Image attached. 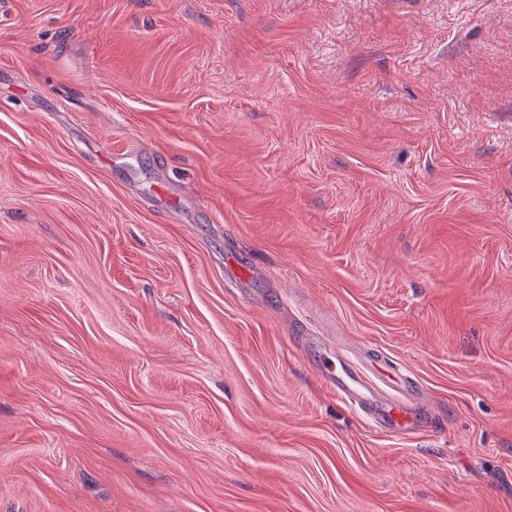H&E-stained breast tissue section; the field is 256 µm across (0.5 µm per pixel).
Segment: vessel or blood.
Listing matches in <instances>:
<instances>
[{
    "mask_svg": "<svg viewBox=\"0 0 512 512\" xmlns=\"http://www.w3.org/2000/svg\"><path fill=\"white\" fill-rule=\"evenodd\" d=\"M322 374L338 397L365 413L376 427L415 430L426 419L416 403L387 393V386L401 385L404 376L378 362L360 367L343 362L335 369L324 368Z\"/></svg>",
    "mask_w": 512,
    "mask_h": 512,
    "instance_id": "1",
    "label": "vessel or blood"
}]
</instances>
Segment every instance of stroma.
I'll return each mask as SVG.
<instances>
[{"mask_svg":"<svg viewBox=\"0 0 512 512\" xmlns=\"http://www.w3.org/2000/svg\"><path fill=\"white\" fill-rule=\"evenodd\" d=\"M0 512H512V0H0ZM338 364L339 368L326 367L322 370L325 381L338 397L365 413L372 425L386 429L417 430L428 419L416 403L387 393L375 381L376 378L384 384L399 386L405 379L399 370L375 361L368 362L365 367H355L346 362Z\"/></svg>","mask_w":512,"mask_h":512,"instance_id":"35a3bbf8","label":"stroma"}]
</instances>
